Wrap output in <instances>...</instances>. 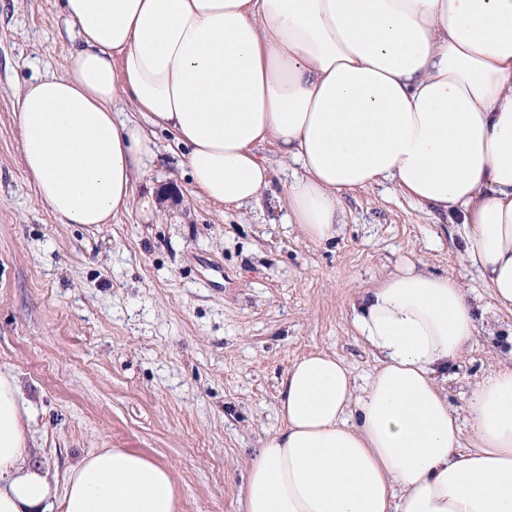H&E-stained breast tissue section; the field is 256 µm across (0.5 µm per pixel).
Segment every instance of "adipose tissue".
Instances as JSON below:
<instances>
[{"label": "adipose tissue", "instance_id": "adipose-tissue-1", "mask_svg": "<svg viewBox=\"0 0 512 512\" xmlns=\"http://www.w3.org/2000/svg\"><path fill=\"white\" fill-rule=\"evenodd\" d=\"M61 75L17 95L21 163L65 224L138 210L148 126L186 150L207 200L273 199L317 244L346 195L392 184L467 227L464 259L512 312V0H59ZM130 100L141 121L118 117ZM274 146L290 174L274 183ZM352 324L379 359L365 389L323 353L287 371L281 427L250 464L245 512H512V367L469 402L437 384L476 333L460 283L408 262ZM21 380L0 369V512H175L171 472L106 448L57 487L29 459ZM469 447H460L462 431Z\"/></svg>", "mask_w": 512, "mask_h": 512}]
</instances>
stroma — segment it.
Wrapping results in <instances>:
<instances>
[{"label":"stroma","instance_id":"1","mask_svg":"<svg viewBox=\"0 0 512 512\" xmlns=\"http://www.w3.org/2000/svg\"><path fill=\"white\" fill-rule=\"evenodd\" d=\"M65 28L56 0H0V367L24 382L30 456L51 480L125 448L170 469L177 512H245L288 368L325 352L364 383L378 361L352 305L408 261L454 276L473 304L477 333L439 376L459 414L512 363V313L465 262V225L388 185L348 197L339 234L317 245L269 202L202 198L161 132L134 191L176 186L173 212L61 223L21 165L15 112L24 83L61 73Z\"/></svg>","mask_w":512,"mask_h":512}]
</instances>
